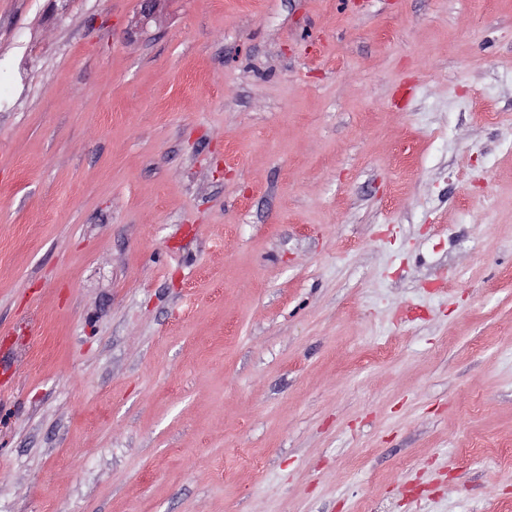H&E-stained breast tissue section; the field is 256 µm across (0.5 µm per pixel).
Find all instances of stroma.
<instances>
[{
  "label": "stroma",
  "instance_id": "35a3bbf8",
  "mask_svg": "<svg viewBox=\"0 0 512 512\" xmlns=\"http://www.w3.org/2000/svg\"><path fill=\"white\" fill-rule=\"evenodd\" d=\"M0 0V512L512 505V0Z\"/></svg>",
  "mask_w": 512,
  "mask_h": 512
}]
</instances>
